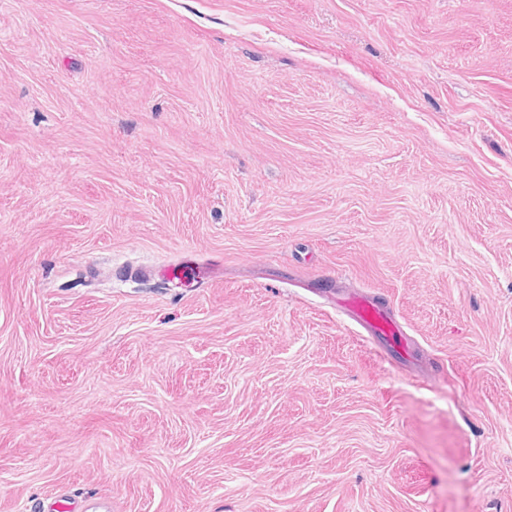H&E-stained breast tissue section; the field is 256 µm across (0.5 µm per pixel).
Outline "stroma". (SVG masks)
Segmentation results:
<instances>
[{
    "label": "stroma",
    "mask_w": 512,
    "mask_h": 512,
    "mask_svg": "<svg viewBox=\"0 0 512 512\" xmlns=\"http://www.w3.org/2000/svg\"><path fill=\"white\" fill-rule=\"evenodd\" d=\"M62 494L512 512V0H0V512ZM340 307L343 308L351 320L361 326L367 333L366 340L375 343L379 348L380 355L385 359L395 361L391 350L393 345L387 342L389 339L398 338L401 343L400 332L390 316L381 310L371 299L363 295H354L341 299ZM383 339L385 344L379 342Z\"/></svg>",
    "instance_id": "stroma-1"
}]
</instances>
